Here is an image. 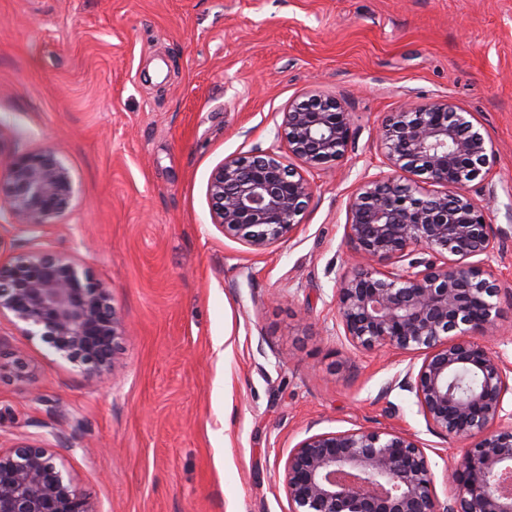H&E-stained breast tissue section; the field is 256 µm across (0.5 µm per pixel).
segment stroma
I'll use <instances>...</instances> for the list:
<instances>
[{
    "instance_id": "obj_1",
    "label": "stroma",
    "mask_w": 512,
    "mask_h": 512,
    "mask_svg": "<svg viewBox=\"0 0 512 512\" xmlns=\"http://www.w3.org/2000/svg\"><path fill=\"white\" fill-rule=\"evenodd\" d=\"M339 99L353 142L309 172L298 229L266 249L225 238L207 193L225 159L267 148L280 112ZM439 97L492 144L470 184L499 247L486 343L512 363V0H0V176L54 152L73 198L17 224L0 197V258L38 246L102 284L119 348L95 380L0 317V437L55 432L95 512H288L291 448L319 432L414 435L440 499L463 444L388 382L419 354L353 347L334 300L376 130Z\"/></svg>"
}]
</instances>
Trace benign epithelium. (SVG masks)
I'll return each instance as SVG.
<instances>
[{
  "label": "benign epithelium",
  "instance_id": "obj_1",
  "mask_svg": "<svg viewBox=\"0 0 512 512\" xmlns=\"http://www.w3.org/2000/svg\"><path fill=\"white\" fill-rule=\"evenodd\" d=\"M283 144L304 166L325 170L352 145L349 113L336 97L313 94L282 113L269 147L217 167L208 196L225 237L261 250L301 225L313 185L284 166ZM377 145L386 165L409 178L379 173L349 202L345 237L361 262L337 280L344 335L357 348L422 353L421 365H408L387 389L413 393L430 426L468 445L448 469L452 492L442 502L412 435L314 433L285 461L289 512H512V366L482 341L501 317V288L480 260L494 252L497 234L467 191L492 146L472 113L448 97L391 113ZM0 189L29 227L52 223L73 196L70 174L51 152L14 158ZM8 314L89 380L112 362L115 310L70 257L30 251L0 261V316ZM466 376L476 383L464 386ZM56 459L46 440L0 448V512H95Z\"/></svg>",
  "mask_w": 512,
  "mask_h": 512
}]
</instances>
